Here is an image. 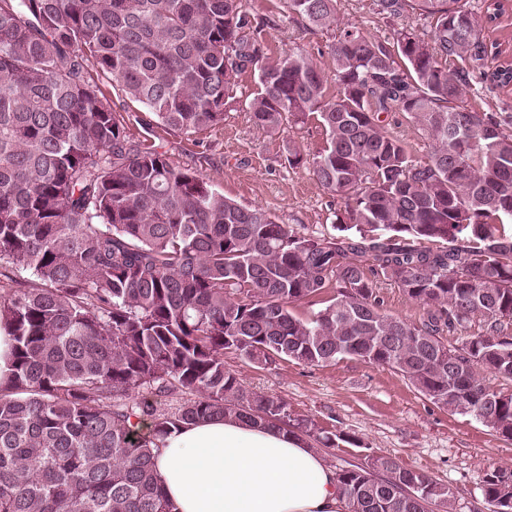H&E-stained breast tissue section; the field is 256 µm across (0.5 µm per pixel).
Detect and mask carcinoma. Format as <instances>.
I'll use <instances>...</instances> for the list:
<instances>
[{
  "label": "carcinoma",
  "mask_w": 512,
  "mask_h": 512,
  "mask_svg": "<svg viewBox=\"0 0 512 512\" xmlns=\"http://www.w3.org/2000/svg\"><path fill=\"white\" fill-rule=\"evenodd\" d=\"M334 28L336 94L308 53L269 61L248 30L251 0H0V328L11 337L0 382V512H176L155 465L164 440L212 417L277 425L326 448L287 404L224 368L231 350L310 365L356 358L399 372L433 404L512 440V113L463 105L471 82L512 92V47L472 57L509 0H376L392 20L432 19L393 42L343 24L338 0H286ZM396 44L392 50L390 44ZM111 76L167 128L224 122L236 77L251 69L255 126L274 133L317 115L313 174L344 200L349 223L313 235L135 141L87 80ZM428 133L411 159L381 115ZM28 271L31 277L21 276ZM382 276L426 306L420 323L383 312ZM334 289L330 299L327 290ZM319 309L308 318L295 303ZM482 332L450 349L445 333ZM181 393L175 410L162 406ZM501 471L488 475L499 501ZM348 512H450L451 493L379 456L337 471Z\"/></svg>",
  "instance_id": "carcinoma-1"
}]
</instances>
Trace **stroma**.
Listing matches in <instances>:
<instances>
[{
    "mask_svg": "<svg viewBox=\"0 0 512 512\" xmlns=\"http://www.w3.org/2000/svg\"><path fill=\"white\" fill-rule=\"evenodd\" d=\"M338 9L342 23L367 35L387 40L403 27L423 36L429 33L428 21L416 14L386 21L375 0H339ZM251 13L269 21L261 32L269 58L300 48L316 59L325 74H332V32L290 16L285 0H252ZM93 79L102 99L125 117L130 134L163 152L172 165L197 171L241 204L268 208L279 223L332 233L343 201L319 184L309 165H289L285 149L291 141L302 153H315L325 143L324 130L313 116L304 125L275 135L258 130L248 112L249 101L260 89L253 71L238 77L235 102L223 124L189 135L159 124L108 75L97 72ZM383 126L404 143L412 159L428 160L429 136L403 113L384 114ZM224 367L249 390L283 399L292 418L312 422L315 431L337 435L335 447L321 451L331 468H349L376 456L393 457L402 467L447 487L453 512H490L484 496L487 475L498 469L512 471V440L472 416L434 405L390 367L348 357L319 366L283 359L265 364L234 353L225 354Z\"/></svg>",
    "mask_w": 512,
    "mask_h": 512,
    "instance_id": "stroma-1",
    "label": "stroma"
}]
</instances>
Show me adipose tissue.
I'll return each instance as SVG.
<instances>
[{"instance_id": "obj_1", "label": "adipose tissue", "mask_w": 512, "mask_h": 512, "mask_svg": "<svg viewBox=\"0 0 512 512\" xmlns=\"http://www.w3.org/2000/svg\"><path fill=\"white\" fill-rule=\"evenodd\" d=\"M179 512H346L336 473L304 439L234 418L184 425L156 454Z\"/></svg>"}]
</instances>
